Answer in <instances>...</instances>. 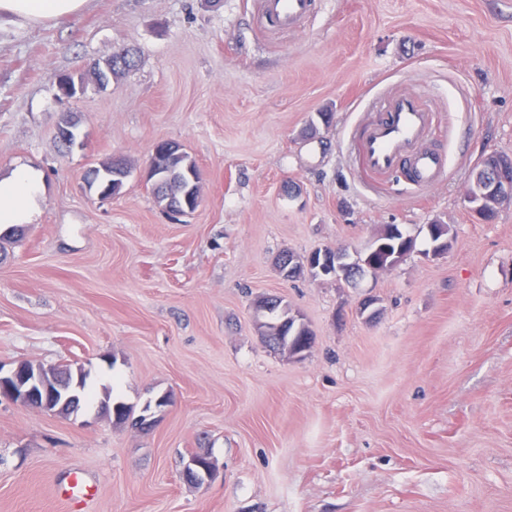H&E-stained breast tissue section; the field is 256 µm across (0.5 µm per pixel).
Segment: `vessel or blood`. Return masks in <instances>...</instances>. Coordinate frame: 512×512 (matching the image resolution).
Returning <instances> with one entry per match:
<instances>
[{"mask_svg":"<svg viewBox=\"0 0 512 512\" xmlns=\"http://www.w3.org/2000/svg\"><path fill=\"white\" fill-rule=\"evenodd\" d=\"M315 0H261V18L271 29L290 31L311 15ZM432 111L416 95L399 92L388 97L359 142L364 167L382 178L403 172L420 191L434 187L447 173V158L431 145Z\"/></svg>","mask_w":512,"mask_h":512,"instance_id":"b4317fda","label":"vessel or blood"}]
</instances>
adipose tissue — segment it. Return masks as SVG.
Instances as JSON below:
<instances>
[{
  "instance_id": "obj_1",
  "label": "adipose tissue",
  "mask_w": 512,
  "mask_h": 512,
  "mask_svg": "<svg viewBox=\"0 0 512 512\" xmlns=\"http://www.w3.org/2000/svg\"><path fill=\"white\" fill-rule=\"evenodd\" d=\"M86 0H0V22L38 24L80 12ZM42 175L20 168L0 178V224L31 223L39 209Z\"/></svg>"
}]
</instances>
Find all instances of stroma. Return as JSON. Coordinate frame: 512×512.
<instances>
[{
  "label": "stroma",
  "mask_w": 512,
  "mask_h": 512,
  "mask_svg": "<svg viewBox=\"0 0 512 512\" xmlns=\"http://www.w3.org/2000/svg\"><path fill=\"white\" fill-rule=\"evenodd\" d=\"M258 7L87 0L0 24V177L44 178L35 221L0 238V365L80 366L138 410L171 398L146 430L0 404V512H512V202L486 221L466 198L485 157H512V0H316L279 33ZM123 46L136 67L99 88L91 64ZM396 90L439 111L448 174L422 195L368 182L354 150ZM159 140L201 171L190 215L145 180ZM115 157L122 191H86ZM433 223L445 253L418 242L355 285L275 264ZM266 296L313 331L303 358L266 345ZM199 450L204 485L181 476ZM206 457L209 463L206 466L201 464V459ZM182 475L186 480H193L197 484H206L217 475V469L211 456L205 451L191 452L186 459H183Z\"/></svg>",
  "instance_id": "1"
}]
</instances>
